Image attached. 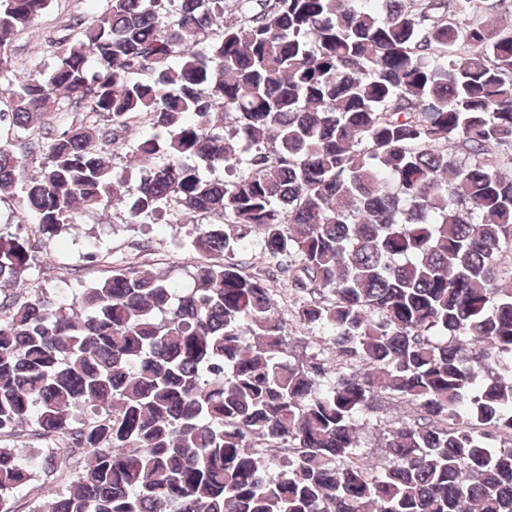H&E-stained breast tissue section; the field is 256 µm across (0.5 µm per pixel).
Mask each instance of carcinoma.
Returning a JSON list of instances; mask_svg holds the SVG:
<instances>
[{
  "label": "carcinoma",
  "mask_w": 512,
  "mask_h": 512,
  "mask_svg": "<svg viewBox=\"0 0 512 512\" xmlns=\"http://www.w3.org/2000/svg\"><path fill=\"white\" fill-rule=\"evenodd\" d=\"M48 2L0 0L1 75ZM253 2L227 22L224 0H108L6 89L27 136L0 144V189L42 156L41 235L125 192L133 224L222 222L196 225L189 288L129 266L70 303L0 297V512L39 476L61 488L31 512H512V24L490 21L512 0ZM253 231L328 356L292 357L235 260ZM32 253L0 228V283ZM381 394L415 414L373 469Z\"/></svg>",
  "instance_id": "cac0c4a2"
}]
</instances>
